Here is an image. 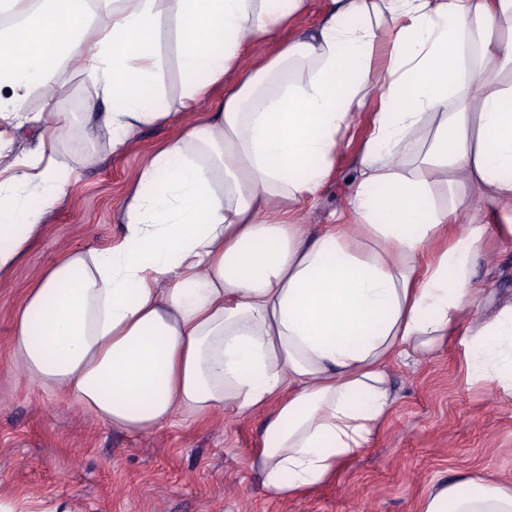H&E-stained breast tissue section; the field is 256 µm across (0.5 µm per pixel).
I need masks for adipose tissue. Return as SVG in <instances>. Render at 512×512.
I'll list each match as a JSON object with an SVG mask.
<instances>
[{
	"instance_id": "ef3b65f1",
	"label": "adipose tissue",
	"mask_w": 512,
	"mask_h": 512,
	"mask_svg": "<svg viewBox=\"0 0 512 512\" xmlns=\"http://www.w3.org/2000/svg\"><path fill=\"white\" fill-rule=\"evenodd\" d=\"M0 0V278L27 252L43 213L23 199L71 182L17 151L38 122L36 153L63 116L60 60L89 77L87 138L124 152L139 129L215 111L146 155L116 242L66 251L16 315L13 369L70 394L115 428L149 432L180 412L262 414L251 466L274 497L332 479L396 403L389 362L432 357L468 319L472 379L512 396V299L476 318L474 269L489 225L512 236V0H330L322 22L253 70L239 59L311 0ZM174 26L182 68L198 73L177 104L158 90L156 36ZM387 60L374 65L376 48ZM380 106L358 162L352 224L314 236L286 203L315 197L338 137L371 95ZM465 232L449 238L451 225ZM419 512H512V481L460 475Z\"/></svg>"
}]
</instances>
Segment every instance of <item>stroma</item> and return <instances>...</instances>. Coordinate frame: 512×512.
<instances>
[{
	"instance_id": "1",
	"label": "stroma",
	"mask_w": 512,
	"mask_h": 512,
	"mask_svg": "<svg viewBox=\"0 0 512 512\" xmlns=\"http://www.w3.org/2000/svg\"><path fill=\"white\" fill-rule=\"evenodd\" d=\"M326 4L313 0L311 13L258 46L255 55L277 54L319 21ZM159 51L161 89L172 101L196 76L180 68L169 29L160 33ZM255 55L244 56L242 67H250ZM87 87L84 73L60 63L54 106L69 121L51 155L74 182L50 205L42 192L27 196L28 208H46L45 227L0 281V497L19 512H37L55 500L78 501L82 512H418L435 483L488 472L512 478V399L468 382L463 322L437 356L416 367L391 363L396 404L383 429L335 479L295 499L269 496L249 467L262 442V415H181L161 429L134 434L84 412L69 394L9 374L11 336L26 288L65 251L119 235V214L139 178L142 154L179 132L171 123L144 127L120 155L106 135L83 140ZM371 119L364 112L339 142L320 192L292 212L296 223L313 232L336 218L354 223L349 202ZM476 280L487 295L481 315L512 296V240L486 236Z\"/></svg>"
}]
</instances>
